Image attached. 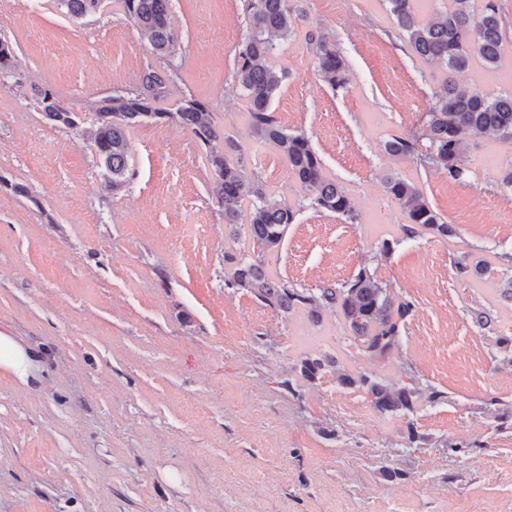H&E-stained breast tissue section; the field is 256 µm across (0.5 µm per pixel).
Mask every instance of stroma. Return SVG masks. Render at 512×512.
<instances>
[{
    "label": "stroma",
    "mask_w": 512,
    "mask_h": 512,
    "mask_svg": "<svg viewBox=\"0 0 512 512\" xmlns=\"http://www.w3.org/2000/svg\"><path fill=\"white\" fill-rule=\"evenodd\" d=\"M500 4L498 70L476 61L457 78L488 97L512 91V0ZM290 5L272 108L345 188L352 222L309 208L276 147L249 137L233 79L241 0H170L168 60L118 0L77 23L53 0H0V41L18 57L0 78V331L48 358L42 382L0 377V512H512V189L501 184L512 141L468 140L457 178L390 156L388 141L422 134L444 70L414 56L386 0ZM313 35L335 41L346 87L322 81ZM169 66L170 100L207 104L245 174L294 209L278 251L225 225L205 150L180 126L133 130L127 184L112 191L92 108ZM37 86L80 111V127L45 120ZM390 175L415 182L453 235L408 238ZM385 240L378 274L413 309L383 356L336 306L314 319L224 285L228 252L262 257L304 292L343 282ZM308 354L330 362L312 382ZM344 373L415 389L413 411L378 412Z\"/></svg>",
    "instance_id": "stroma-1"
}]
</instances>
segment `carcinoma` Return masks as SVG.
Segmentation results:
<instances>
[{"label": "carcinoma", "instance_id": "carcinoma-1", "mask_svg": "<svg viewBox=\"0 0 512 512\" xmlns=\"http://www.w3.org/2000/svg\"><path fill=\"white\" fill-rule=\"evenodd\" d=\"M54 2L57 9L74 21L106 7V0ZM431 2L387 0L389 12L414 55L425 63H441L448 74L427 112L426 143L418 138L397 137L388 143L387 149L393 156L412 157L424 167L444 170L455 177L461 173L467 139L496 134L512 140V92L489 99L478 92L463 90L454 82V75L469 70L475 58L488 70L498 69L506 30L500 0H480L478 5L475 0H448L444 9L425 17L423 5ZM120 3L156 56L173 55L169 0ZM243 7L246 33L235 53L234 82L246 98L249 135L277 147L304 190V200L310 208L354 219L348 194L326 175L322 159L309 139L301 133L288 132L272 110L273 99L285 78V72L274 63L273 37L294 33L288 0H244ZM310 41L315 44L314 55L324 80L334 88L343 86L347 62L336 44L323 37H312ZM17 66L12 48L0 42V77L10 76ZM174 84V73L148 70L141 75L139 87L99 100L92 146L104 165L112 190H120L127 182L130 132L149 121L177 124L206 149L214 191L224 209V223L234 227L245 215L246 231L253 244L262 252L279 249L288 226L294 223V209L268 201L265 185L243 176L239 163L229 158V152L236 150V146L215 125L205 103L183 96L173 108L162 105ZM36 102L46 120L69 129L78 127L71 121L75 109L51 88L38 89ZM385 189L402 207L407 223L411 224L410 235L427 230L448 236V224L430 206L416 183L393 176L386 179ZM224 264L230 270L227 287L246 290L272 308L287 312L299 306L315 316L323 305H336L352 335L374 355H384L399 345L401 326L411 312V303L394 300L376 270L366 266L336 287L300 293L289 287L287 281L270 277L260 258L226 253ZM325 366V360L308 355L301 360L300 372L303 378L314 381ZM340 381L348 387L364 388L372 396L373 406L383 414L413 408L412 389H393L366 374L356 378L343 374Z\"/></svg>", "mask_w": 512, "mask_h": 512}]
</instances>
